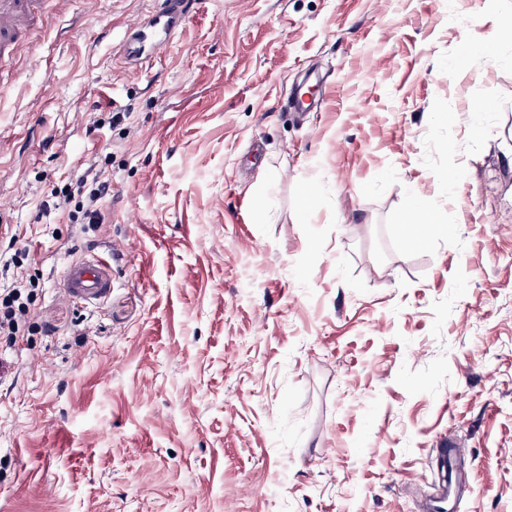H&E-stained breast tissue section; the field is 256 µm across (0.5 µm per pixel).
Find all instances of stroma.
<instances>
[{
  "instance_id": "stroma-1",
  "label": "stroma",
  "mask_w": 512,
  "mask_h": 512,
  "mask_svg": "<svg viewBox=\"0 0 512 512\" xmlns=\"http://www.w3.org/2000/svg\"><path fill=\"white\" fill-rule=\"evenodd\" d=\"M153 8L72 0L0 58V512H428L448 436L450 512H512V0H207L128 60ZM105 171L90 167L77 181L76 186L67 188L62 199L56 203V209L67 213L71 221H78V213H82L88 224H97L101 219L103 203L112 198V180ZM74 203V210L71 204ZM60 282L65 292L85 301L104 297L112 289V264L100 259L70 262ZM21 284L22 279H16L9 288L0 289V335L8 336L13 343L19 336H24V325L30 312L29 308L21 303L16 306L21 297V288L25 287Z\"/></svg>"
}]
</instances>
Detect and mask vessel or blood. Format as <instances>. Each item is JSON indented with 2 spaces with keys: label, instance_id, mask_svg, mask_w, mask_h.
<instances>
[{
  "label": "vessel or blood",
  "instance_id": "1",
  "mask_svg": "<svg viewBox=\"0 0 512 512\" xmlns=\"http://www.w3.org/2000/svg\"><path fill=\"white\" fill-rule=\"evenodd\" d=\"M72 0H52V11H44L43 0H0V57L10 54L36 24L48 25L52 17L64 16ZM157 10L136 26L139 42L150 53L165 49L178 22L199 10L202 0H156ZM68 294L92 300L104 297L112 288V265L100 259L68 263L60 279Z\"/></svg>",
  "mask_w": 512,
  "mask_h": 512
}]
</instances>
